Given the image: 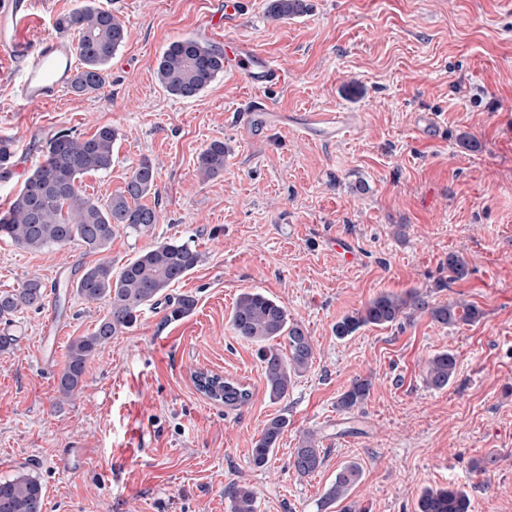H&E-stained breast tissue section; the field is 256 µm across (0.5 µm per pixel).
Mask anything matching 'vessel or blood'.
<instances>
[{
    "instance_id": "vessel-or-blood-1",
    "label": "vessel or blood",
    "mask_w": 512,
    "mask_h": 512,
    "mask_svg": "<svg viewBox=\"0 0 512 512\" xmlns=\"http://www.w3.org/2000/svg\"><path fill=\"white\" fill-rule=\"evenodd\" d=\"M30 0H0V46L10 50L19 63L16 98L22 102L48 104L57 100L69 85L77 64L74 43L61 37H49L33 43L23 31L30 25ZM228 65L254 86H263L279 78L263 52L245 39L234 42V54ZM306 127L323 135H341L355 121L347 112H311Z\"/></svg>"
}]
</instances>
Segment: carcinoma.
I'll return each mask as SVG.
<instances>
[{
	"label": "carcinoma",
	"instance_id": "carcinoma-1",
	"mask_svg": "<svg viewBox=\"0 0 512 512\" xmlns=\"http://www.w3.org/2000/svg\"><path fill=\"white\" fill-rule=\"evenodd\" d=\"M309 11L306 0H270L268 14L273 19H288ZM60 32L77 34L80 67L69 84L78 96L98 91L104 84L107 65L127 39L124 23L112 12L86 0L77 9L56 20ZM224 72V52L199 38H182L171 42L157 61L156 76L171 95L190 100L197 97L219 74ZM118 129L105 125L92 135L82 136L69 130L55 132L45 144L44 159L25 180L10 207L0 212V238L17 246L40 251L49 247L79 244L103 252L121 229L135 233L150 232L159 222L157 206L142 199L156 194L157 167L147 158L132 170L124 189L105 201L96 200L82 190L81 179L112 167L113 146ZM225 145L210 143L199 156V172L211 179L224 172ZM201 255L187 241H166L152 245L113 271L112 262L102 261L87 268L76 284L57 282L55 294L75 287L87 303L109 300V312L95 324L92 332L75 338L68 346L67 358L57 380L59 397L70 399L83 387L88 360L113 336L136 321L146 307L159 303L171 285L190 274L200 263ZM452 279L467 276L469 264L460 254L450 253L446 260ZM46 285L32 277L11 292L0 293V319L25 308L43 307ZM425 313L431 320L451 326L475 323L483 311L472 304L433 305L427 295L414 289L405 295L383 293L361 309L337 321L333 331L343 339L358 329L372 325L387 326L407 314ZM235 336L259 346L266 391L270 400L283 399L295 378L311 366L315 346L311 336L288 318V310L277 300L254 288L241 293L230 316ZM281 339L283 352L274 341ZM458 359L451 351L431 355L425 361L424 378L433 389L448 386L457 371ZM198 391L226 406L238 407L250 399V391L217 374L195 375ZM372 382L356 378L342 393L336 407L349 412L364 403ZM288 426V420L276 416L268 420L251 449L252 462L264 466ZM326 451L316 434L307 432L294 449L292 467L301 476L315 473L324 463ZM362 469L356 462L341 466L320 501V510L350 496L360 481ZM44 488L39 478L22 473L0 480V512H43ZM467 493L455 487L427 488L417 500L416 512H470ZM229 512H257L256 496L248 486H235L229 492Z\"/></svg>",
	"mask_w": 512,
	"mask_h": 512
}]
</instances>
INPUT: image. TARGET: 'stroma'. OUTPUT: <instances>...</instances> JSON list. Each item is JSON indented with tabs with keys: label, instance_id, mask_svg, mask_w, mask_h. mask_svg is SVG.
<instances>
[{
	"label": "stroma",
	"instance_id": "35a3bbf8",
	"mask_svg": "<svg viewBox=\"0 0 512 512\" xmlns=\"http://www.w3.org/2000/svg\"><path fill=\"white\" fill-rule=\"evenodd\" d=\"M308 2L306 15L274 20L268 0H241L209 36L224 0H95L129 31L102 89L0 114V140L13 151L0 211L54 132L109 125L120 133L112 167L84 176L83 190L109 197L147 158L161 213L150 233L119 231L103 253L0 239V292L33 276L71 282L103 260L117 270L163 241H191L202 256L166 291L191 307L174 320L161 306L143 310L89 359L69 402L56 393L69 343L92 332L107 301L71 290L14 315L23 332L0 350V478L37 475L44 512H228L238 484L255 491L257 512H318L347 462L362 469L350 498L367 512H415L424 489L448 486L468 493L472 512H512V0ZM187 36L220 48L250 40L281 79L256 88L227 69L194 99L170 96L157 60ZM310 112H350L356 123L316 136L301 126ZM465 134L479 150L461 146ZM215 140L228 148L224 172L205 181L197 157ZM334 238L351 241L354 260ZM452 252L469 263L464 279L450 277ZM252 288L279 300L316 345L277 403L256 345L230 328L235 300ZM412 289L484 316L444 327L417 313L335 336L338 320L377 295ZM52 315L65 322L54 347L41 343ZM442 350L458 367L436 390L423 362ZM198 371L244 385L249 401L208 399ZM357 377L371 380L369 397L337 411ZM278 415L288 425L256 467L253 442ZM308 430L327 453L302 477L290 460ZM477 460L486 472L474 471Z\"/></svg>",
	"mask_w": 512,
	"mask_h": 512
}]
</instances>
